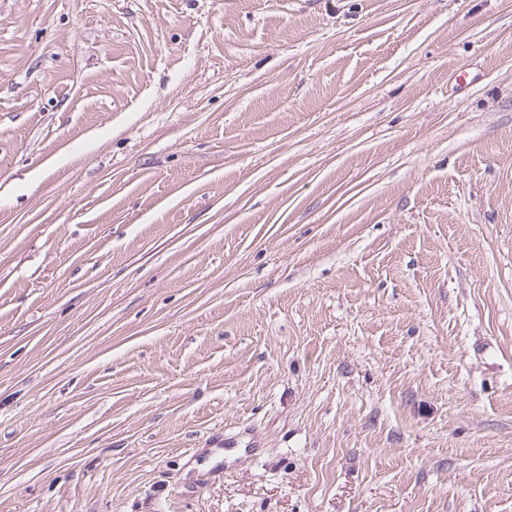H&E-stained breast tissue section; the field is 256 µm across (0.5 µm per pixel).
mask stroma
I'll use <instances>...</instances> for the list:
<instances>
[{
    "label": "stroma",
    "mask_w": 512,
    "mask_h": 512,
    "mask_svg": "<svg viewBox=\"0 0 512 512\" xmlns=\"http://www.w3.org/2000/svg\"><path fill=\"white\" fill-rule=\"evenodd\" d=\"M0 512H512V0H0Z\"/></svg>",
    "instance_id": "obj_1"
}]
</instances>
